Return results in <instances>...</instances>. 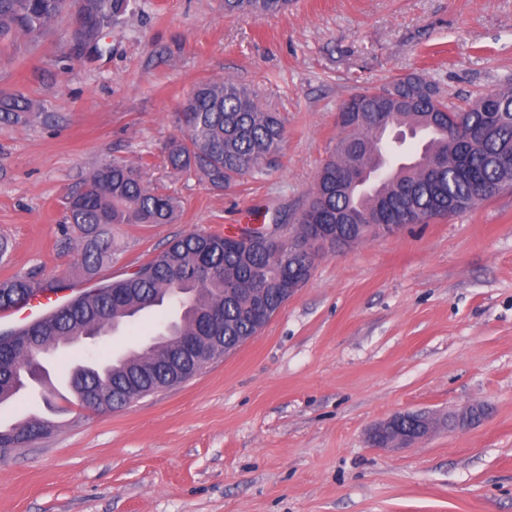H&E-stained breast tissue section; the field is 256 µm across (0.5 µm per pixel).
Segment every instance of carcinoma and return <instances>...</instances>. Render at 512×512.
<instances>
[{
    "label": "carcinoma",
    "instance_id": "1",
    "mask_svg": "<svg viewBox=\"0 0 512 512\" xmlns=\"http://www.w3.org/2000/svg\"><path fill=\"white\" fill-rule=\"evenodd\" d=\"M76 4L86 22L93 54L129 10L130 0H0V44L20 36L35 41L48 33L67 6ZM288 0H224L227 15L274 16ZM22 94L0 98V112L15 121L30 111ZM179 120L185 134L165 145L168 167L181 177H197L214 188L261 173L278 162L285 139L284 119L260 108L254 96L229 79L198 83ZM388 130L421 131L416 158L389 171L366 196L358 193L356 172L376 171L377 123ZM336 144L316 175L313 191L295 215L288 242L308 241L316 222L339 229L352 244L362 241L368 224H421L469 210L512 187V85L479 93L450 105L422 77L410 74L367 89L347 100L337 113ZM144 164L114 160L95 168L69 197L70 232L79 241L76 266L85 280L98 277L112 249V228L119 224H171L180 201L145 179ZM480 201H474L475 197ZM266 225L251 224L234 235L189 233L174 239L129 276L89 288L36 322L0 335V405L24 387L26 367L39 357L86 338L109 336L116 323L129 325L142 313L166 303L177 317L162 323L158 336L127 354L98 366L80 365L71 380L81 402L97 396L99 411L119 409L144 393L180 384L201 366L177 348L180 336L197 337V347H214L200 327L212 308L224 311L221 344L238 347L259 331L253 306L263 301L276 313L278 289L293 268L283 253L263 241ZM64 279L37 280L14 275L0 280V310L26 303L38 292H60ZM52 424L31 419L0 426V450L22 448L37 431Z\"/></svg>",
    "mask_w": 512,
    "mask_h": 512
}]
</instances>
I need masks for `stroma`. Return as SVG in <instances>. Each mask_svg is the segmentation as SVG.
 <instances>
[{"mask_svg":"<svg viewBox=\"0 0 512 512\" xmlns=\"http://www.w3.org/2000/svg\"><path fill=\"white\" fill-rule=\"evenodd\" d=\"M71 15L37 44L0 47V279L80 284L65 199L96 167L144 161L178 196L170 224H126L102 278L116 280L191 232L294 215L336 142L352 95L417 73L452 102L512 83V0H289L267 18L224 0H131L105 52L70 50ZM230 78L285 120L278 167L217 190L170 174L162 147L200 81ZM155 319L51 358L45 382L0 423L55 428L0 454V512H512V192L315 262L309 282L232 353L130 406L77 404L71 369L146 344ZM480 405L449 428V414ZM405 412L434 429L374 448ZM30 109L29 100L22 94L0 98V112L4 113L8 119L12 118L16 122L20 121L22 114L29 112Z\"/></svg>","mask_w":512,"mask_h":512,"instance_id":"1","label":"stroma"}]
</instances>
